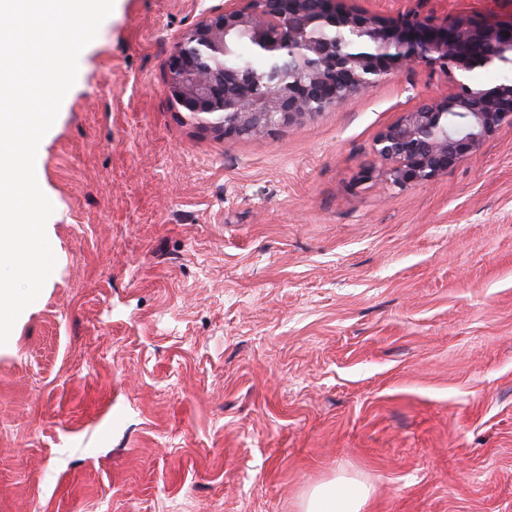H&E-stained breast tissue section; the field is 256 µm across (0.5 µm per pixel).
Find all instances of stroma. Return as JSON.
Returning a JSON list of instances; mask_svg holds the SVG:
<instances>
[{"label": "stroma", "instance_id": "obj_1", "mask_svg": "<svg viewBox=\"0 0 512 512\" xmlns=\"http://www.w3.org/2000/svg\"><path fill=\"white\" fill-rule=\"evenodd\" d=\"M228 4L115 0L79 57L36 158L56 266L0 346V512H304L345 480L362 512H512V125L394 185L376 138L455 89L420 63L298 128L217 135L166 61Z\"/></svg>", "mask_w": 512, "mask_h": 512}]
</instances>
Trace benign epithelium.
<instances>
[{
  "instance_id": "obj_1",
  "label": "benign epithelium",
  "mask_w": 512,
  "mask_h": 512,
  "mask_svg": "<svg viewBox=\"0 0 512 512\" xmlns=\"http://www.w3.org/2000/svg\"><path fill=\"white\" fill-rule=\"evenodd\" d=\"M242 41L280 60L276 71L229 69ZM512 59V22L438 25L338 6L336 0H235L189 28L168 58V92L202 127L262 137L368 93L416 63L438 68L455 91L404 113L375 141L401 187L434 181L512 124V83L476 88L468 73Z\"/></svg>"
}]
</instances>
